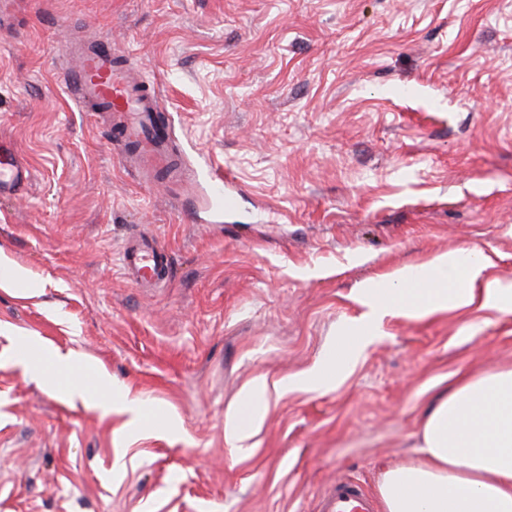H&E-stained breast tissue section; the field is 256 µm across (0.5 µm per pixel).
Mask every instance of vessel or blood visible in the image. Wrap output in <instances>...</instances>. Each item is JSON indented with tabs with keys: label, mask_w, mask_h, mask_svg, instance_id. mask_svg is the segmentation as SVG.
Here are the masks:
<instances>
[{
	"label": "vessel or blood",
	"mask_w": 512,
	"mask_h": 512,
	"mask_svg": "<svg viewBox=\"0 0 512 512\" xmlns=\"http://www.w3.org/2000/svg\"><path fill=\"white\" fill-rule=\"evenodd\" d=\"M71 99L86 112H107L112 116L111 140L116 151H124L129 138L155 147L163 143V128L154 126L149 115L157 109L155 93L141 91L130 69L117 67L112 46L100 39L91 50L82 52L75 70L66 76ZM199 175L217 210L229 209L234 199L226 186L230 179L223 167L204 160ZM28 170L17 150L0 140V195L24 190ZM121 267L140 285L168 284L171 264L167 253L148 238L128 239L119 254ZM321 512H378L375 496L356 481L337 478L323 496Z\"/></svg>",
	"instance_id": "1"
}]
</instances>
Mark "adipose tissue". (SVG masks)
Wrapping results in <instances>:
<instances>
[{
	"instance_id": "1",
	"label": "adipose tissue",
	"mask_w": 512,
	"mask_h": 512,
	"mask_svg": "<svg viewBox=\"0 0 512 512\" xmlns=\"http://www.w3.org/2000/svg\"><path fill=\"white\" fill-rule=\"evenodd\" d=\"M483 268L474 245L366 282L352 335L367 336L388 316L423 319L470 306ZM257 418L251 395L227 414L230 447H244ZM379 495L385 512H512V368L467 378L435 403L417 458L386 471Z\"/></svg>"
}]
</instances>
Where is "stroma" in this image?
<instances>
[{
    "mask_svg": "<svg viewBox=\"0 0 512 512\" xmlns=\"http://www.w3.org/2000/svg\"><path fill=\"white\" fill-rule=\"evenodd\" d=\"M103 37L158 89L172 178L67 93ZM1 137L30 180L0 197V512H318L415 457L458 375L512 367V315L475 306L345 342L365 282L442 253L512 289V0H0ZM203 156L235 176L220 224ZM138 230L167 288L124 277ZM257 418L255 398L250 393L238 407L227 413L225 438L231 448H244L252 437Z\"/></svg>",
    "mask_w": 512,
    "mask_h": 512,
    "instance_id": "stroma-1",
    "label": "stroma"
}]
</instances>
